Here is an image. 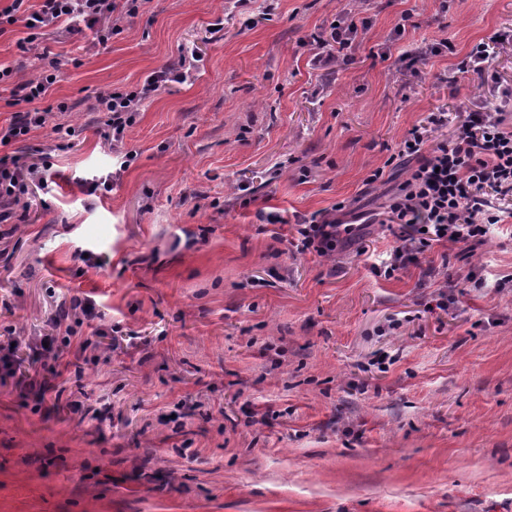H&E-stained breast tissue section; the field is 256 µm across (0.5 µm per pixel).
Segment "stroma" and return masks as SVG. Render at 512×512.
<instances>
[{
    "label": "stroma",
    "mask_w": 512,
    "mask_h": 512,
    "mask_svg": "<svg viewBox=\"0 0 512 512\" xmlns=\"http://www.w3.org/2000/svg\"><path fill=\"white\" fill-rule=\"evenodd\" d=\"M261 3L143 0L107 42L51 31L26 56L22 28L0 34V67L56 76L35 103L51 124L0 144L47 167L0 240V341L18 330L16 374L51 383L0 380V512H512V223L470 261L437 245L389 280L371 269L398 244L385 225L329 257L290 244L337 203L381 210L429 113L499 105L457 55L394 57L441 38L466 53L512 28V0ZM350 4L369 27L329 76L307 40ZM191 54L113 182L95 95ZM472 271L486 288L464 287ZM87 297L96 318L37 356L56 304Z\"/></svg>",
    "instance_id": "1"
}]
</instances>
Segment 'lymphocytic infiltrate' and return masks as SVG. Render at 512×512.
I'll return each mask as SVG.
<instances>
[{
  "label": "lymphocytic infiltrate",
  "instance_id": "obj_1",
  "mask_svg": "<svg viewBox=\"0 0 512 512\" xmlns=\"http://www.w3.org/2000/svg\"><path fill=\"white\" fill-rule=\"evenodd\" d=\"M27 0H12L0 10V26L24 23L27 35L17 47L29 53L38 45L43 32L65 27L75 34L82 28L95 29L98 38H106L101 28L104 18L124 10L134 15L138 0H38L30 9ZM366 22L352 10H342L329 36H315L318 51L315 61L327 69L347 63L360 28ZM458 55L455 45L440 40L401 54L399 61L407 69L424 59L441 54ZM459 72L475 76L480 88L492 89L495 58L487 45H474L465 55H458ZM180 70L165 66L151 71L135 89L104 91L96 95L90 109L106 113L105 137L115 154H122L124 133L133 125L142 102L168 83L181 80ZM11 84V103L16 111L6 127L0 128V143L25 139L42 127L47 113L35 108L56 81L55 74H40L26 79L11 68L0 69V82ZM448 121L444 112L430 113L414 125L400 143L401 154L417 159L404 182L386 207V224L398 225V244L387 260L374 266L376 276L394 278L419 256L436 245H464L467 256H474L478 246L487 241L491 226L503 223L506 202H512V122L503 109L470 111L457 124L451 137L437 138L436 132ZM44 169L32 165L27 170L11 167L0 159V224L17 218L19 211L29 210L24 200L28 184L43 180ZM292 241L296 251L329 256L339 244L351 240L357 225L344 224L331 215L298 220Z\"/></svg>",
  "mask_w": 512,
  "mask_h": 512
}]
</instances>
